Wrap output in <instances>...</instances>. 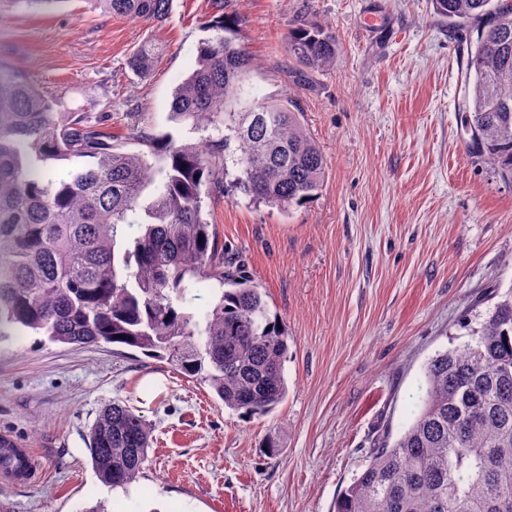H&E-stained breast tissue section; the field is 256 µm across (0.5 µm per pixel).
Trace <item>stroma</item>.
<instances>
[{
    "instance_id": "1",
    "label": "stroma",
    "mask_w": 512,
    "mask_h": 512,
    "mask_svg": "<svg viewBox=\"0 0 512 512\" xmlns=\"http://www.w3.org/2000/svg\"><path fill=\"white\" fill-rule=\"evenodd\" d=\"M259 65L256 100L294 93L326 159L323 185L288 212L214 189L203 217L245 263L288 331V394L264 416L224 408L167 361L119 344L75 346L29 334L0 344V433L34 452L40 479L0 486V512H333L383 436L419 411L425 366L470 339L512 287V179L469 148L459 47L431 0H226ZM212 0H172L165 23L115 17L92 0L22 8L0 0V61L61 112L135 113L153 135L198 142L171 120L196 67ZM335 31L333 66L290 89L295 21ZM165 53L148 76L130 55ZM161 387L153 400L148 378ZM122 400L153 426L138 482L95 475L85 435ZM278 445L269 454L268 441ZM162 48L152 42L140 45L130 58L131 67L138 73L145 75L151 72Z\"/></svg>"
}]
</instances>
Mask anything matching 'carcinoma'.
I'll return each instance as SVG.
<instances>
[{
	"mask_svg": "<svg viewBox=\"0 0 512 512\" xmlns=\"http://www.w3.org/2000/svg\"><path fill=\"white\" fill-rule=\"evenodd\" d=\"M117 17L161 24L170 0H93ZM465 44V124L474 153L512 178V0H431ZM197 49L195 70L176 88L171 118L220 132L196 144L156 137L125 114L126 143L81 112L54 102L16 67L0 64V340L30 332L55 343L121 344L167 356L245 416L271 412L288 392V336L268 316L245 265L224 255L203 194L225 184L280 210L322 187L324 155L305 130L296 99L242 111L255 58L224 13ZM333 29L300 21L288 30V77L305 87L330 68ZM161 47L140 45L131 67L151 72ZM88 158L64 174L54 163ZM141 233L123 254L116 237L130 217ZM214 281L218 302L180 311L197 284ZM423 404L394 442L339 494L333 512H512V288L471 340L437 353L425 368ZM152 428L114 400L93 422L87 450L100 480L125 488L143 474Z\"/></svg>",
	"mask_w": 512,
	"mask_h": 512,
	"instance_id": "1",
	"label": "carcinoma"
}]
</instances>
